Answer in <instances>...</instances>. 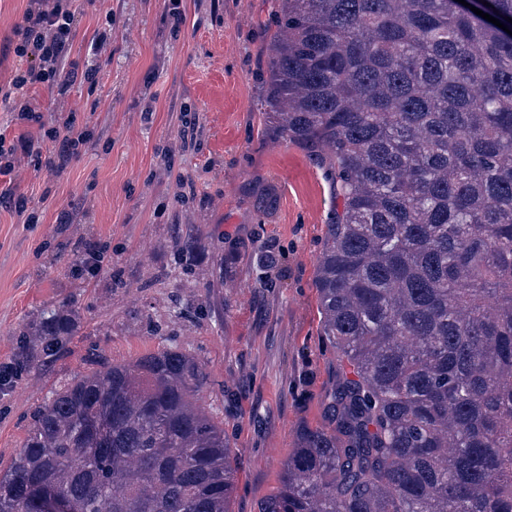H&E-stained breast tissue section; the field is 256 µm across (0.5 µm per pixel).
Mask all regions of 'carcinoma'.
<instances>
[{
	"label": "carcinoma",
	"mask_w": 512,
	"mask_h": 512,
	"mask_svg": "<svg viewBox=\"0 0 512 512\" xmlns=\"http://www.w3.org/2000/svg\"><path fill=\"white\" fill-rule=\"evenodd\" d=\"M507 23L512 0H473ZM262 131L329 178L315 269L340 361L259 512H512V34L456 0H280ZM23 332L12 384L75 336ZM178 347L93 362L0 467V512H229L224 425Z\"/></svg>",
	"instance_id": "1"
}]
</instances>
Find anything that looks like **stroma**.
<instances>
[{
  "label": "stroma",
  "instance_id": "obj_1",
  "mask_svg": "<svg viewBox=\"0 0 512 512\" xmlns=\"http://www.w3.org/2000/svg\"><path fill=\"white\" fill-rule=\"evenodd\" d=\"M278 0H83L71 56L112 27L101 77L62 99L32 90L41 124L74 119L90 138L67 163L44 143L0 180L34 223L0 203V366L44 309L80 306L68 351L0 388V463L34 410L87 368L176 345L205 364L201 405L232 447L230 512H259L298 428L322 422L337 369L320 336L313 278L333 205L300 147L260 132L268 22ZM29 0H0V88L18 65ZM195 239L190 253L175 237ZM99 246L93 276L73 253Z\"/></svg>",
  "mask_w": 512,
  "mask_h": 512
}]
</instances>
